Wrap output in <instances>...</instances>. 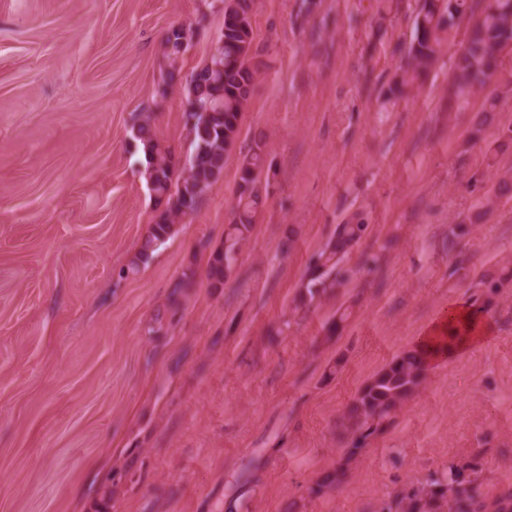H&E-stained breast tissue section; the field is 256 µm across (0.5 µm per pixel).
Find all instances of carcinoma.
<instances>
[{"label":"carcinoma","mask_w":512,"mask_h":512,"mask_svg":"<svg viewBox=\"0 0 512 512\" xmlns=\"http://www.w3.org/2000/svg\"><path fill=\"white\" fill-rule=\"evenodd\" d=\"M376 38L388 19L387 0H377ZM254 0H227L224 5V48L220 59L208 58L188 86L186 102L193 110L183 112L190 134L189 151L180 159L157 139L151 122L144 120L132 128V138L144 148L140 174L153 185L159 215L142 241L140 249L120 271V277L135 275L174 233L175 219L194 211L211 186L220 178L239 135L242 113L252 94L260 63L253 52L251 18ZM469 22L466 38L451 56L448 81V109L483 89L502 58L508 54L504 37L512 36V0H418L413 31L405 53V64L392 78L388 94L405 97L429 75L452 43L453 33ZM179 29L168 34L166 45L169 69L175 80ZM498 119V99L488 98L475 115V132ZM265 144L255 141L251 153L240 164L234 218L225 233L224 246L210 252L206 277L212 288L224 285L235 261L238 246L245 241L263 205L261 175ZM512 198V175L500 176L493 194L472 215L469 224L481 223L494 204ZM369 224L363 212H352L336 225L332 237L308 266L299 303L310 304L322 294L348 286L353 271L344 268L346 256L364 238ZM196 268L188 266L174 286L171 303L178 304L183 290L195 284ZM425 357L410 349L378 373L345 408L340 426L350 438V447L335 467L317 483L316 493L330 494L345 483L350 465L382 425L390 422L426 378ZM478 465L451 464L421 483H409L396 490L382 512H512V487L492 497L484 494Z\"/></svg>","instance_id":"cac0c4a2"}]
</instances>
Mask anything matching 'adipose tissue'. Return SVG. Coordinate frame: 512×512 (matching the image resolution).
<instances>
[{
	"label": "adipose tissue",
	"mask_w": 512,
	"mask_h": 512,
	"mask_svg": "<svg viewBox=\"0 0 512 512\" xmlns=\"http://www.w3.org/2000/svg\"><path fill=\"white\" fill-rule=\"evenodd\" d=\"M456 320L464 322L468 332L462 341L453 343L449 337L452 333L451 324ZM490 332L489 322L477 315L470 303L460 301L449 308L447 315L433 323L428 331L417 339L415 346L426 350L429 354V363L434 364L478 346Z\"/></svg>",
	"instance_id": "adipose-tissue-1"
}]
</instances>
